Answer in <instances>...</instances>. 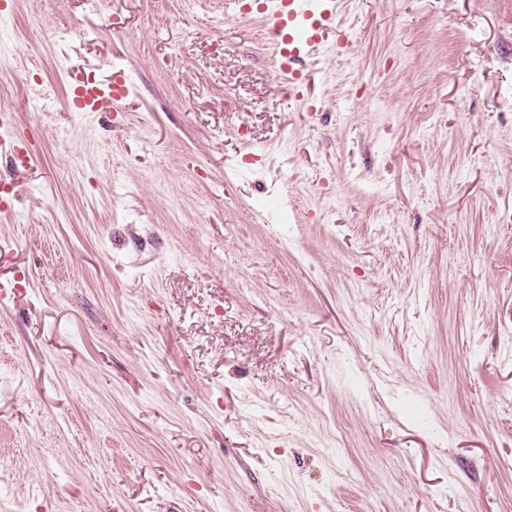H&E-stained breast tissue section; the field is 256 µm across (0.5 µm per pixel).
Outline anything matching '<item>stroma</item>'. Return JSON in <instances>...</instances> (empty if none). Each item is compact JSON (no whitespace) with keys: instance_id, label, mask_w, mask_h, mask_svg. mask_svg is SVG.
<instances>
[{"instance_id":"1","label":"stroma","mask_w":512,"mask_h":512,"mask_svg":"<svg viewBox=\"0 0 512 512\" xmlns=\"http://www.w3.org/2000/svg\"><path fill=\"white\" fill-rule=\"evenodd\" d=\"M9 2L0 512H512V0ZM314 2H317L313 4ZM264 23L279 44L280 77L294 98L303 97V78L294 68L302 51H313L322 42L323 32L335 27L338 0H263ZM128 94L125 82L105 87H84L76 84L67 98L70 110L78 112H118L116 102ZM13 112L5 106L0 107V151L11 152L16 157L23 151L13 131Z\"/></svg>"}]
</instances>
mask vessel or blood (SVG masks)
Returning a JSON list of instances; mask_svg holds the SVG:
<instances>
[{"mask_svg":"<svg viewBox=\"0 0 512 512\" xmlns=\"http://www.w3.org/2000/svg\"><path fill=\"white\" fill-rule=\"evenodd\" d=\"M339 0H263L264 23L279 44V66L288 76L295 98L303 96V78L296 68L301 52H310L322 41L327 28L336 24ZM128 93L126 84L86 87L75 85L67 99L69 109L78 112H113ZM13 131V114L0 107V151L20 153Z\"/></svg>","mask_w":512,"mask_h":512,"instance_id":"b4317fda","label":"vessel or blood"}]
</instances>
